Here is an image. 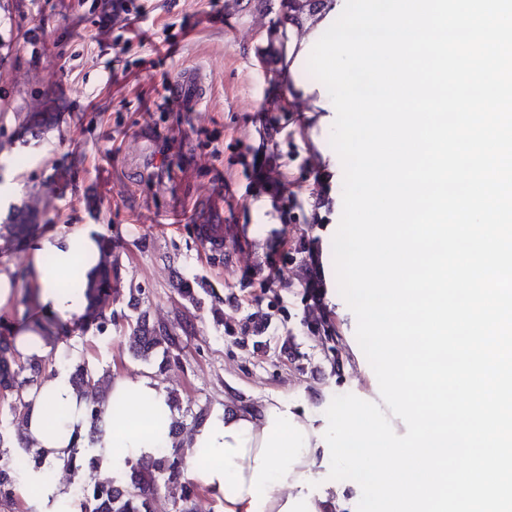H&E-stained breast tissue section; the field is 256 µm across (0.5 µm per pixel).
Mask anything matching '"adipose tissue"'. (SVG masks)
I'll return each mask as SVG.
<instances>
[{
    "instance_id": "adipose-tissue-1",
    "label": "adipose tissue",
    "mask_w": 512,
    "mask_h": 512,
    "mask_svg": "<svg viewBox=\"0 0 512 512\" xmlns=\"http://www.w3.org/2000/svg\"><path fill=\"white\" fill-rule=\"evenodd\" d=\"M286 37L292 97L303 102L312 92L302 81L304 49L317 35L311 29L301 37L290 27ZM49 255L76 268L73 288H58L42 267V260ZM33 256L38 264L36 300L44 317L63 323L84 316L90 304V283L104 259L99 242L85 229L76 228L44 236ZM14 349L21 360L45 359L61 356L65 345L29 327L15 331ZM70 375L68 368H59L28 396V439L33 450L44 452L50 459L69 456L73 448L81 446L87 432L84 403L73 389ZM51 401L68 410L52 428L45 420V407ZM135 403L148 404L165 421L175 417L168 393L151 373L114 379L108 393L112 432L103 435L94 450L100 458L97 475H110L125 461L153 456L160 446L161 439L151 425L131 421L130 407ZM322 425L314 409L294 410L275 397L214 412L192 432L184 455L185 474L219 501L221 512H335L334 497L306 490L313 468L324 456L315 435Z\"/></svg>"
}]
</instances>
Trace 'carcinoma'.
I'll use <instances>...</instances> for the list:
<instances>
[{
  "mask_svg": "<svg viewBox=\"0 0 512 512\" xmlns=\"http://www.w3.org/2000/svg\"><path fill=\"white\" fill-rule=\"evenodd\" d=\"M115 263L109 261L101 270L97 286L98 295L91 302L86 326L103 335L112 327L123 328L129 335V353L135 359L152 362L157 355L167 357L181 347L183 337L190 324L181 322L179 328H168L150 318L142 288H130L127 293L126 310L108 313L109 297L120 295V289L112 287V272ZM178 293L183 301L198 306L209 299L219 304L223 298L204 276H195L183 282ZM311 334L319 339L326 360L333 368H340L342 358L336 355V329L331 317L324 313L308 323ZM46 360H15L10 345L0 340V398L8 401L10 418H0V512H15L16 489L28 467L42 470L43 481L48 483L54 464L47 463L35 455L29 456L23 429L27 418L28 391L40 383ZM112 381L109 370L98 372L86 364H73L72 384L85 398V414L89 422L88 446H94L103 433L107 412L106 388ZM191 420H174L170 433L180 435L201 425L208 418V408L190 411ZM183 460L180 447L159 448L157 457L146 463H136L123 476H114L100 484H81L80 494H72L61 504L59 512H151V502L158 491L172 485H180L181 493L174 500L175 512H198V487L191 481H181Z\"/></svg>",
  "mask_w": 512,
  "mask_h": 512,
  "instance_id": "carcinoma-1",
  "label": "carcinoma"
}]
</instances>
